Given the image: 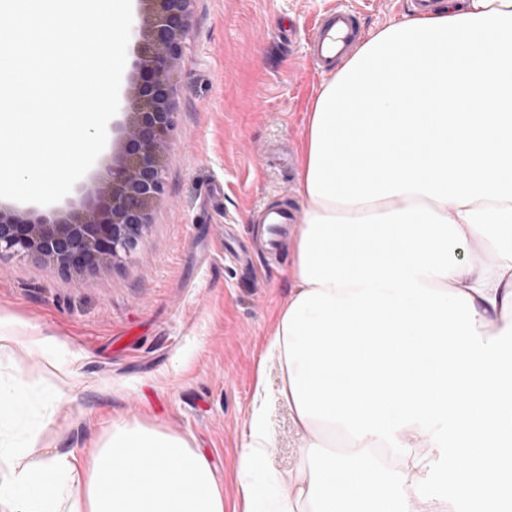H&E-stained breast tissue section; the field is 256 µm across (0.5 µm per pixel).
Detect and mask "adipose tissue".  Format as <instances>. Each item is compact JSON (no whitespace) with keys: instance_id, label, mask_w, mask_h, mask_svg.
<instances>
[{"instance_id":"ef3b65f1","label":"adipose tissue","mask_w":512,"mask_h":512,"mask_svg":"<svg viewBox=\"0 0 512 512\" xmlns=\"http://www.w3.org/2000/svg\"><path fill=\"white\" fill-rule=\"evenodd\" d=\"M291 292L262 355L300 463L272 469L258 382L245 512H512V0H449L379 29L308 116ZM70 372L0 373V512H224L207 457L113 424L48 448Z\"/></svg>"}]
</instances>
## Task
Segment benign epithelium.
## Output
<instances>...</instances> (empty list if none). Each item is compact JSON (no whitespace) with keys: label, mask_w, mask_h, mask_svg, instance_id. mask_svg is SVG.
<instances>
[{"label":"benign epithelium","mask_w":512,"mask_h":512,"mask_svg":"<svg viewBox=\"0 0 512 512\" xmlns=\"http://www.w3.org/2000/svg\"><path fill=\"white\" fill-rule=\"evenodd\" d=\"M133 26L132 111L114 127L119 146L79 207L34 215L0 204V256H35L65 274L110 268L141 248L164 193L162 157L173 126L171 71L189 32L190 0H143Z\"/></svg>","instance_id":"7a95c632"}]
</instances>
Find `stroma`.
<instances>
[{"instance_id": "obj_1", "label": "stroma", "mask_w": 512, "mask_h": 512, "mask_svg": "<svg viewBox=\"0 0 512 512\" xmlns=\"http://www.w3.org/2000/svg\"><path fill=\"white\" fill-rule=\"evenodd\" d=\"M357 11L362 38L404 20L407 0H192L191 29L171 75L175 125L165 191L144 250L95 274L60 273L33 257L0 258V314L44 337L21 354L30 380L72 372L49 447L86 451L118 419L181 435L210 460L224 512H242L238 457L258 378L272 393L271 459L299 463L278 368L260 369L291 291L290 260L257 252L262 208H300L298 151L326 77L309 55L326 14ZM239 256L225 259V247Z\"/></svg>"}]
</instances>
